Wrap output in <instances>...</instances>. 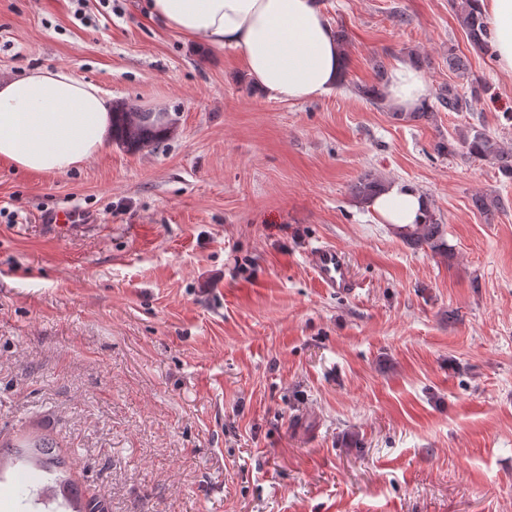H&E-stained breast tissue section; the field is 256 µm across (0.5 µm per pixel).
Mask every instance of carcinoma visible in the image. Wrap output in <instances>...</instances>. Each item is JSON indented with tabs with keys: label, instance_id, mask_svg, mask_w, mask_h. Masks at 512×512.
Here are the masks:
<instances>
[{
	"label": "carcinoma",
	"instance_id": "cac0c4a2",
	"mask_svg": "<svg viewBox=\"0 0 512 512\" xmlns=\"http://www.w3.org/2000/svg\"><path fill=\"white\" fill-rule=\"evenodd\" d=\"M456 18L467 35L470 43L477 49L493 54L488 33V26L481 11L475 6L477 0H450ZM448 70L462 78L469 77V62L459 55L452 47L448 48ZM378 82L369 86L357 85L354 92L373 105L384 101V66L377 65ZM487 91L482 82L470 83L469 89L461 90L456 85H448L435 95L436 103L425 104L414 112H392V117L401 121L425 120L436 121L437 112H470L474 104ZM172 119L158 115L155 112H138L126 104L112 107V141L128 152H139L147 147L157 146L164 142L172 133ZM437 156H454L458 153L468 158L480 160L498 169L505 178L512 180V150L504 147L497 138L488 133L470 127L460 133L458 143L440 140L434 144ZM388 182L383 178L365 173L351 187V193L362 202L376 194L387 190ZM476 209L485 216L486 220L494 219L496 213L504 209L505 203L499 197L477 195L473 197ZM398 235L409 247H426L436 254L451 255V248L445 241L442 219L434 210L428 208L417 224H406L398 227ZM14 453L16 459L29 463L35 470L46 476L47 481L43 490L57 493L68 489L69 473L61 470L64 461L54 454L56 444L46 437L34 438L22 445L12 446L0 444V456L3 449ZM60 507L65 512H101L99 502L89 498L80 504L69 497H64Z\"/></svg>",
	"mask_w": 512,
	"mask_h": 512
}]
</instances>
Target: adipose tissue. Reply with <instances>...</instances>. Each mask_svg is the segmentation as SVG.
<instances>
[{"mask_svg":"<svg viewBox=\"0 0 512 512\" xmlns=\"http://www.w3.org/2000/svg\"><path fill=\"white\" fill-rule=\"evenodd\" d=\"M500 70L512 75V0H479ZM149 12L171 30L237 51L255 88L268 99L306 101L337 86L347 57L319 0H150ZM388 103L412 112L430 91L414 62L395 60ZM112 133V109L100 89L64 69L36 68L0 79V158L25 171L61 173L82 166ZM426 197L395 184L368 201L379 223H415Z\"/></svg>","mask_w":512,"mask_h":512,"instance_id":"1","label":"adipose tissue"}]
</instances>
